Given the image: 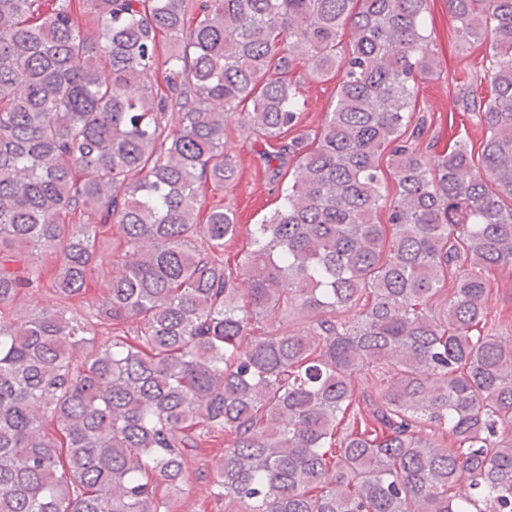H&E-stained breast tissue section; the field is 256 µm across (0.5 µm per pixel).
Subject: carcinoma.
<instances>
[{
	"mask_svg": "<svg viewBox=\"0 0 512 512\" xmlns=\"http://www.w3.org/2000/svg\"><path fill=\"white\" fill-rule=\"evenodd\" d=\"M427 2L0 0V512H170L220 437L226 512H512V343L485 329L512 267V0H448L488 62L477 162L419 145ZM298 65L340 75L314 137ZM231 122L281 200L234 259L233 210L199 218ZM51 250L59 303L15 308ZM88 288L82 299L74 302V309L83 314L91 311L102 302L106 296V285L103 278L98 274L97 269H92L87 277Z\"/></svg>",
	"mask_w": 512,
	"mask_h": 512,
	"instance_id": "carcinoma-1",
	"label": "carcinoma"
}]
</instances>
